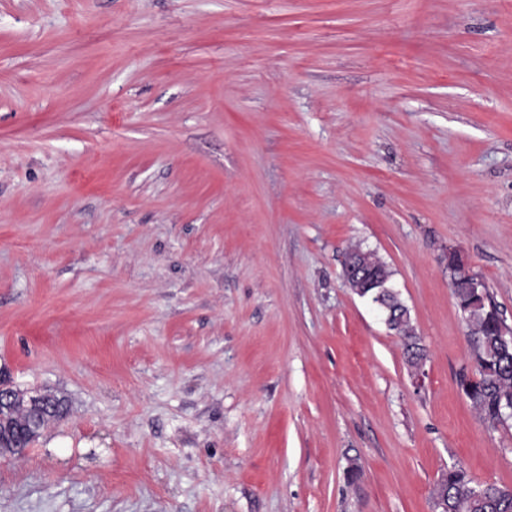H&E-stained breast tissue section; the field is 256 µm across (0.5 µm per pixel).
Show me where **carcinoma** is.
Returning <instances> with one entry per match:
<instances>
[{
	"instance_id": "obj_1",
	"label": "carcinoma",
	"mask_w": 512,
	"mask_h": 512,
	"mask_svg": "<svg viewBox=\"0 0 512 512\" xmlns=\"http://www.w3.org/2000/svg\"><path fill=\"white\" fill-rule=\"evenodd\" d=\"M354 258L365 272L367 282L360 285L359 296L367 297L390 316L388 328L399 335L405 348L406 361L415 367L426 358L411 323L408 307L399 293L387 287L391 281V270L370 253L354 251ZM463 274H451L453 296L458 308L464 313L472 332L477 336L475 348L476 373L464 386L466 398L480 412L482 419L494 427L502 422L500 413L504 406L512 403V350L501 345L499 330L502 317L492 304L489 291L481 298L474 290L462 286ZM57 401L52 412L39 420V428L64 418L68 413L66 398L51 396ZM0 418L8 420L15 428L12 447H28L38 434L24 427L25 419L17 418L13 412H1ZM432 498L436 512H512V489L487 485L477 488L470 475L461 468L453 467L442 474L435 485Z\"/></svg>"
}]
</instances>
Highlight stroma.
<instances>
[{"mask_svg": "<svg viewBox=\"0 0 512 512\" xmlns=\"http://www.w3.org/2000/svg\"><path fill=\"white\" fill-rule=\"evenodd\" d=\"M454 250L512 327V0H0V374L69 402L0 457V512L512 488V420L458 388ZM353 256L363 267L365 279L369 280L367 283L360 284L361 292L358 295L370 298L384 311L386 316L390 315L387 326L389 330L399 335L404 344L406 361L411 368H414L419 360L426 358V354L415 334L408 307L400 299L399 293L387 286L388 282H391V270L370 253L354 250ZM375 282L387 288H374ZM425 361L426 359L419 362L418 369L414 374L416 383L421 381L424 374Z\"/></svg>", "mask_w": 512, "mask_h": 512, "instance_id": "35a3bbf8", "label": "stroma"}]
</instances>
